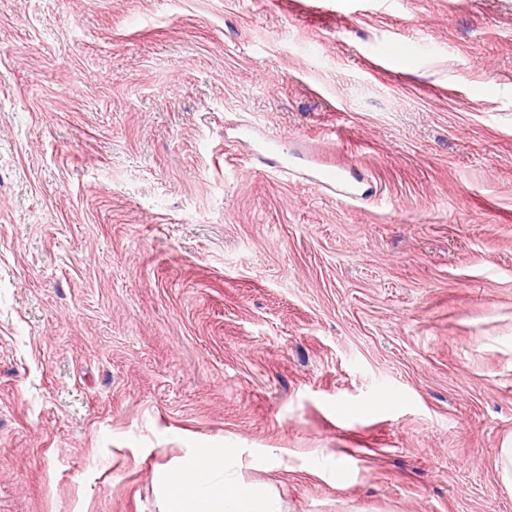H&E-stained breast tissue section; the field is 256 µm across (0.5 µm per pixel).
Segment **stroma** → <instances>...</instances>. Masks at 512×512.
Wrapping results in <instances>:
<instances>
[{"label":"stroma","instance_id":"1","mask_svg":"<svg viewBox=\"0 0 512 512\" xmlns=\"http://www.w3.org/2000/svg\"><path fill=\"white\" fill-rule=\"evenodd\" d=\"M509 437L512 0H0V512H512ZM261 157L274 169L287 172L293 166V156L286 144L276 135H267L263 141ZM342 169L343 165L340 163L322 162L313 169L311 181L317 187L336 188V191L340 192L345 200L357 201L362 199V195H358L345 187L342 181ZM242 454L239 448H197L179 468H157L161 512H282L271 493L240 477L235 467Z\"/></svg>","mask_w":512,"mask_h":512}]
</instances>
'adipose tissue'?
<instances>
[{
	"label": "adipose tissue",
	"instance_id": "adipose-tissue-1",
	"mask_svg": "<svg viewBox=\"0 0 512 512\" xmlns=\"http://www.w3.org/2000/svg\"><path fill=\"white\" fill-rule=\"evenodd\" d=\"M241 462L238 448H198L179 468H157L153 482L162 495L161 512H281L271 493L240 477Z\"/></svg>",
	"mask_w": 512,
	"mask_h": 512
}]
</instances>
